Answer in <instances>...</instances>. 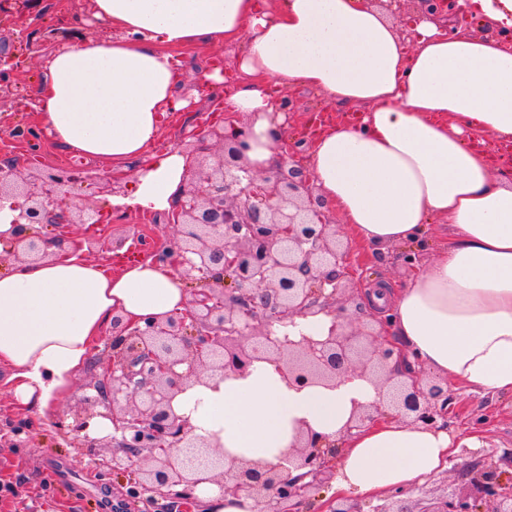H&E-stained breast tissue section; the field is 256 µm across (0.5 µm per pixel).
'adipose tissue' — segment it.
Returning a JSON list of instances; mask_svg holds the SVG:
<instances>
[{
  "mask_svg": "<svg viewBox=\"0 0 512 512\" xmlns=\"http://www.w3.org/2000/svg\"><path fill=\"white\" fill-rule=\"evenodd\" d=\"M475 26L448 33L416 13L397 25L371 0H92L94 19L120 37L81 38L50 52L34 108L57 148L115 168L141 167L117 210L166 211L190 164L178 149L152 154L168 107L187 100L173 50L243 42L230 113L251 124L253 164L274 156L278 114L270 87L306 88L358 112L310 145L306 168L319 194L361 244L417 245L430 225L450 244L409 282L364 285L359 296L383 340L436 378L493 397L512 396V170L496 166L476 137L512 141V0H459ZM176 271L146 260L118 274L71 256L0 267V367L15 400L39 420L68 393L97 342L121 315L132 324L184 312ZM331 312L274 324L294 343L328 336ZM370 376L334 385L288 384L277 363L189 384L173 402L195 436L226 459L281 463L300 431L340 450L336 496L374 497L425 483L478 436L405 421L394 409L355 431L360 406L378 403ZM202 512H255L247 494L198 485Z\"/></svg>",
  "mask_w": 512,
  "mask_h": 512,
  "instance_id": "ef3b65f1",
  "label": "adipose tissue"
}]
</instances>
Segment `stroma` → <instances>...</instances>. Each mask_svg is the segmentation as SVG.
I'll use <instances>...</instances> for the list:
<instances>
[{"label":"stroma","instance_id":"1","mask_svg":"<svg viewBox=\"0 0 512 512\" xmlns=\"http://www.w3.org/2000/svg\"><path fill=\"white\" fill-rule=\"evenodd\" d=\"M241 51L236 44L182 48L179 55L186 75L185 91H192L198 72L212 57H223L229 63ZM210 107V101L203 98L194 111L182 113L163 129L159 149L177 148L189 141L196 127L209 120ZM336 231L350 244L347 288L373 280L401 286L412 276L414 268L404 263L401 247L370 248L352 242L344 226H337ZM4 377L0 370V428L17 421L29 422L30 428L21 446L0 447V484L9 486L8 492L0 493V512H174L168 500L149 493L129 495V488L142 477L143 459L114 464L111 449L92 452L75 447L69 433L36 423L31 413L17 408ZM448 426L479 431L499 462L502 481L512 480V401L458 392L448 410ZM467 467V461L454 459L447 470L426 485L409 490L403 499L353 498L349 504L354 512H397L402 505L410 512H434L443 499L468 493Z\"/></svg>","mask_w":512,"mask_h":512}]
</instances>
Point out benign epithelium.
I'll use <instances>...</instances> for the list:
<instances>
[{
	"label": "benign epithelium",
	"mask_w": 512,
	"mask_h": 512,
	"mask_svg": "<svg viewBox=\"0 0 512 512\" xmlns=\"http://www.w3.org/2000/svg\"><path fill=\"white\" fill-rule=\"evenodd\" d=\"M429 15L462 23L456 0H375L395 16L409 2ZM41 0H0V22L22 11L38 19ZM58 25L26 26L19 30L28 49L47 54L56 45ZM22 61L0 55V100L8 97L15 112L34 111L33 99L14 90ZM251 131L231 116L211 122L192 134L186 153L194 159L178 189L169 223L177 228L168 246L156 236L140 234L143 257L171 265L180 279L198 283L186 312L155 318L145 326L112 315V328L121 339L109 342L112 359L102 364L87 387L83 410L75 413L70 433L89 440L95 418L112 423V435L91 446L115 448L127 459L145 457L148 467L134 494L159 493L183 510L197 507L196 487L214 482L226 494L245 491L260 512H290L291 506L326 473L336 448L313 434L300 437L288 449V466H262L245 460L226 461L223 453L191 433L173 401L191 382L209 376L245 372L262 357L282 365L288 383L325 384L350 369L371 374L388 387L387 400L404 419L427 428L445 420L448 391L427 383L420 374L402 369V357L378 344L375 324L364 322L362 304L345 295L343 278L349 247L336 234L334 212L324 203L307 173L296 140L288 151L259 173L247 158ZM44 128L30 124L7 127L0 138V200L21 199L14 223L25 230L6 240L0 235V260L40 261L51 256L41 227H51L58 253L84 257L111 249L106 242L73 235L74 224H99L101 210L81 199L77 190L88 179L82 167L43 174L34 168L21 175L9 146L27 154L41 151ZM353 312L323 340L299 343L272 336L271 327L295 315L322 311ZM380 413L379 406L353 415L347 431L362 428ZM300 470L296 477L290 469ZM473 494L444 500L435 512H482L481 500L493 503L490 512H512V486L505 487L497 463L486 455L467 472Z\"/></svg>",
	"instance_id": "benign-epithelium-1"
}]
</instances>
